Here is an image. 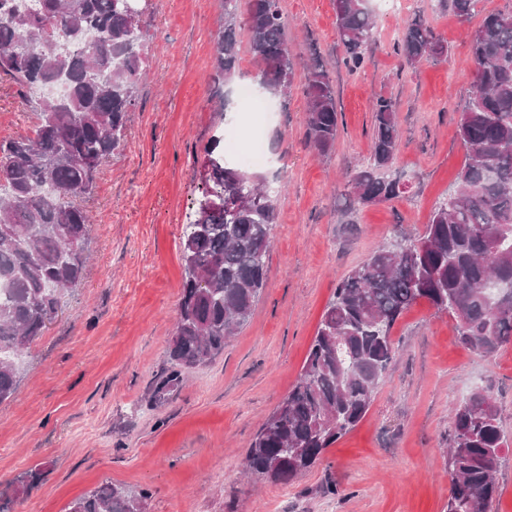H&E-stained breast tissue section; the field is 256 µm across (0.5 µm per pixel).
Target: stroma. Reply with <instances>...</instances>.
<instances>
[{"instance_id": "1", "label": "stroma", "mask_w": 512, "mask_h": 512, "mask_svg": "<svg viewBox=\"0 0 512 512\" xmlns=\"http://www.w3.org/2000/svg\"><path fill=\"white\" fill-rule=\"evenodd\" d=\"M141 6L147 78L121 151L82 201L93 217L84 279L23 353L15 398L0 403V512H67L106 481L146 492L147 512H446L452 409L490 391L512 435V344L491 357L468 349L454 319L425 301L395 324L396 357L368 413L319 463L285 484L242 471L254 436L297 382L337 282L379 245L422 233L454 186L465 163L458 109L475 77L468 35L512 0H481L466 23L445 0L378 7L376 42L354 72L343 63L334 0H281L290 53H318L335 81L340 131L328 153L307 146L305 71L296 69L292 94L274 99L271 162L252 171L277 209L267 285L223 354L162 397L156 387L175 369L167 345L184 276L180 237L198 207L206 151L260 67L239 28L235 75L215 86L222 0ZM415 19L447 53L408 68L397 44ZM381 96L397 111L389 174L404 192L359 205L347 184L370 155ZM36 121L20 88L0 77V141L29 135Z\"/></svg>"}]
</instances>
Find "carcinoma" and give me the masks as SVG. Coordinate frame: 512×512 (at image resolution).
Segmentation results:
<instances>
[{
	"mask_svg": "<svg viewBox=\"0 0 512 512\" xmlns=\"http://www.w3.org/2000/svg\"><path fill=\"white\" fill-rule=\"evenodd\" d=\"M25 15L0 0V73L30 90L63 77L61 99L29 100L39 122L30 137L0 142V403L15 397L20 356L58 312L61 291L77 286L87 263L90 195L101 166L120 152L127 112L145 73L139 18L125 0H33ZM240 0H224V30L215 42L214 82L233 78L239 60ZM368 0H336V34L343 62L360 69L374 41L376 16ZM467 22L479 0H451ZM250 51L262 65L261 84L288 96L296 61L288 50L280 0H248ZM69 38L60 58L55 42ZM402 64L416 67L446 54L420 20L397 46ZM475 67L470 100L457 136L466 160L453 191L416 237L384 244L336 285L297 383L268 416L246 453V471L287 483L313 467L325 449L367 414L380 379L396 356L391 330L420 300L456 322L464 346L485 356L512 344V10L486 15L469 38ZM307 142L324 154L339 132L336 88L312 54L303 89ZM394 103L373 108L370 162L349 181L353 201L397 199L402 187L378 171L395 160ZM208 148L212 171L180 252L184 278L179 317L167 353L188 370L224 352L249 321L267 281L277 212L266 186ZM502 285L494 303L486 284ZM448 444L452 493L448 512H490L498 495L501 452L512 447L496 398L479 390L454 409ZM146 495L105 482L74 500L69 512H145Z\"/></svg>",
	"mask_w": 512,
	"mask_h": 512,
	"instance_id": "carcinoma-1",
	"label": "carcinoma"
}]
</instances>
